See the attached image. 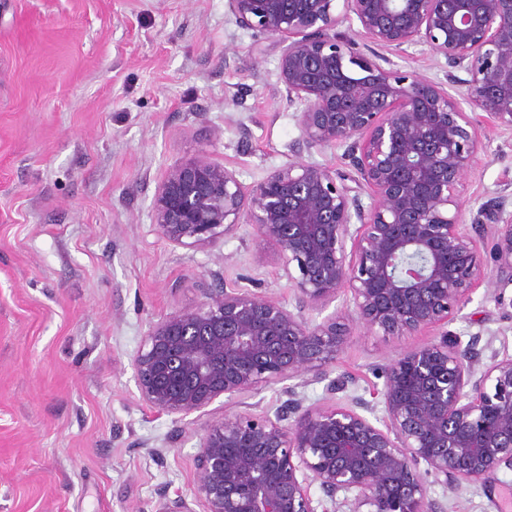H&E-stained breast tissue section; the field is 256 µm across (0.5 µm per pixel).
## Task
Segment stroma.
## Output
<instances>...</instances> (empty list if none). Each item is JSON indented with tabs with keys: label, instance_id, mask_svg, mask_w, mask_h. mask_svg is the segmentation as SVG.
<instances>
[{
	"label": "stroma",
	"instance_id": "35a3bbf8",
	"mask_svg": "<svg viewBox=\"0 0 512 512\" xmlns=\"http://www.w3.org/2000/svg\"><path fill=\"white\" fill-rule=\"evenodd\" d=\"M229 18L227 0H0V512H153L191 496L205 422L146 404L131 361L151 323L238 285L291 303L251 225L205 249L151 222L158 184L199 153L246 184L301 159L278 55ZM486 145L466 208L512 192V135L479 118ZM512 352V287L479 286L448 324ZM419 336L352 325L328 368L350 377L306 404L380 406V368ZM447 512H512V471L449 490Z\"/></svg>",
	"mask_w": 512,
	"mask_h": 512
}]
</instances>
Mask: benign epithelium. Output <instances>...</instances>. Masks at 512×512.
Listing matches in <instances>:
<instances>
[{
    "label": "benign epithelium",
    "mask_w": 512,
    "mask_h": 512,
    "mask_svg": "<svg viewBox=\"0 0 512 512\" xmlns=\"http://www.w3.org/2000/svg\"><path fill=\"white\" fill-rule=\"evenodd\" d=\"M228 8L236 26L279 49V94L296 109L299 144L310 155L344 148L352 171L301 159L247 185L203 154L166 171L152 206L157 232L198 249L252 225L295 310L245 288L202 289L196 305L144 336L132 361L140 396L183 417L287 380L323 381L349 336L341 318L370 333H430L383 367V415L373 420L359 401L306 407L295 385L273 410L224 409L199 438L193 501L204 512H444L424 476L452 490L512 470V354L484 356L478 336L448 339L478 285L512 286V194L485 201L469 221L461 199L484 149L474 114L512 133V0ZM352 22L354 36L336 32ZM358 38L397 56L426 45L445 59V80L369 57ZM343 290V311L306 316ZM155 512L195 510L162 495Z\"/></svg>",
    "instance_id": "1"
}]
</instances>
